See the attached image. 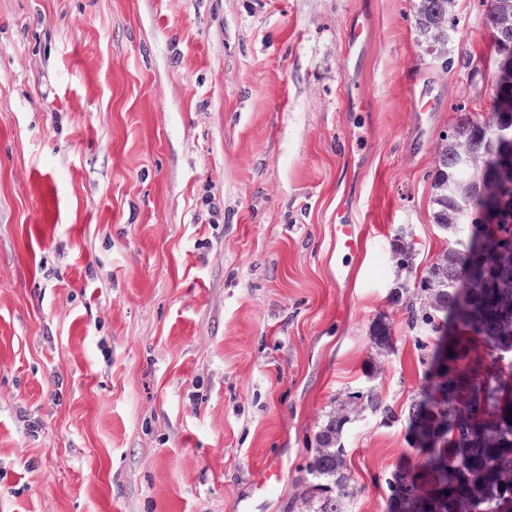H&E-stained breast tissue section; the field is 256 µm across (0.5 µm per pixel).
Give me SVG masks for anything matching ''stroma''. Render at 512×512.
I'll return each instance as SVG.
<instances>
[{
	"mask_svg": "<svg viewBox=\"0 0 512 512\" xmlns=\"http://www.w3.org/2000/svg\"><path fill=\"white\" fill-rule=\"evenodd\" d=\"M412 5L0 0V512H289L334 401L417 396L390 248L416 282L450 245L436 150L496 63L489 0H457L447 68ZM342 442L346 512H386L404 422ZM364 232V227L356 224L347 210L341 208L336 211L335 242L338 254L347 257L357 252ZM412 252H413V244L411 241H408L402 235H395L392 244V257L396 261L398 268L403 271H408L412 269Z\"/></svg>",
	"mask_w": 512,
	"mask_h": 512,
	"instance_id": "stroma-1",
	"label": "stroma"
}]
</instances>
